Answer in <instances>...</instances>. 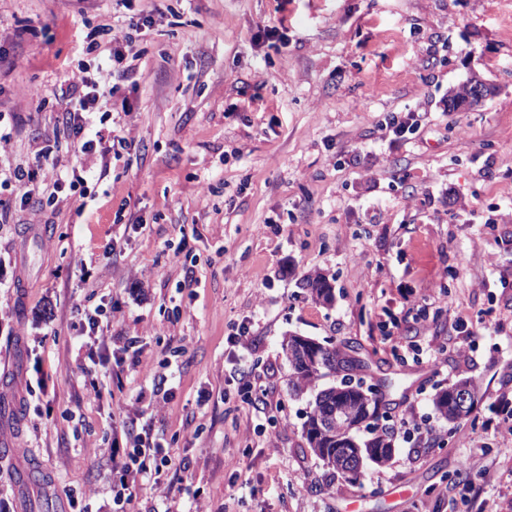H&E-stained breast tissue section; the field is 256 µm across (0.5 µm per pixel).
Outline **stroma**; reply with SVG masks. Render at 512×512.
I'll list each match as a JSON object with an SVG mask.
<instances>
[{"instance_id": "stroma-1", "label": "stroma", "mask_w": 512, "mask_h": 512, "mask_svg": "<svg viewBox=\"0 0 512 512\" xmlns=\"http://www.w3.org/2000/svg\"><path fill=\"white\" fill-rule=\"evenodd\" d=\"M139 13L130 67L90 47ZM81 68L100 98L77 156L62 115ZM475 76L492 94L450 111ZM398 112L401 138L384 128ZM0 135V166L58 159L57 189L0 188V398L18 400L0 512H69L75 492L109 512L112 446L148 421L169 490L137 487L134 512H512V437L495 431L512 393V0H0ZM316 274L330 303L304 285ZM291 335L354 347L395 402L373 423L395 452L356 482L308 448L315 395L340 379L295 393ZM463 378L483 398L450 424L432 399ZM33 461L43 486L14 484Z\"/></svg>"}]
</instances>
